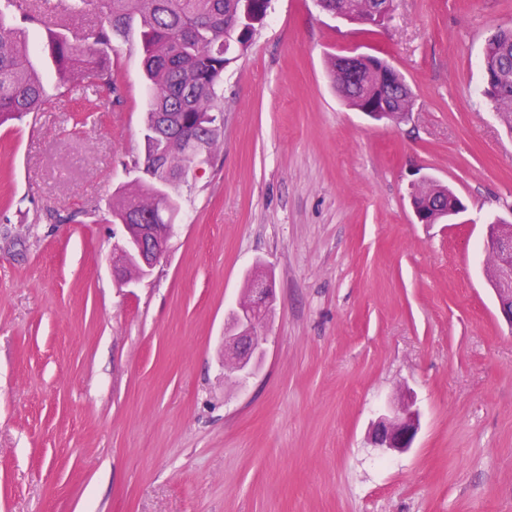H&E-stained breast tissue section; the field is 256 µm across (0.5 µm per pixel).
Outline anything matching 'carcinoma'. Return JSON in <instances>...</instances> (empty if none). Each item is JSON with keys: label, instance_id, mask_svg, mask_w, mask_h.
Masks as SVG:
<instances>
[{"label": "carcinoma", "instance_id": "obj_1", "mask_svg": "<svg viewBox=\"0 0 512 512\" xmlns=\"http://www.w3.org/2000/svg\"><path fill=\"white\" fill-rule=\"evenodd\" d=\"M101 18L93 34V43L83 46L61 32L48 31L41 47L30 44L28 26L41 24L44 10L18 19L0 11V126L18 121L39 111L47 101L43 76L31 60L40 51L49 56L53 73L67 90L80 91L87 111L98 104L87 95L90 88L104 87L119 92L112 73L110 53L118 41L137 28L142 64L147 80L148 112L145 159L168 153L169 169L144 170V179L132 189L121 192L112 205L116 220L128 218L132 224H151L159 208L168 221L177 220L181 205L175 173L191 163L187 148L179 144L183 127L193 130V137L212 152L220 128L217 114L218 87L224 71L248 52L254 43L253 32L263 25L271 0H100ZM383 0H326V7H341L363 18ZM240 34L234 50L224 46V29ZM83 75L90 83L80 85L75 77ZM483 92L512 128V27L500 28L485 43L483 56ZM386 87L381 62L363 65L357 91L350 105L370 100ZM165 112L174 120L161 134L155 135L156 115Z\"/></svg>", "mask_w": 512, "mask_h": 512}]
</instances>
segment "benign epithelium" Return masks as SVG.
I'll return each instance as SVG.
<instances>
[{"label":"benign epithelium","instance_id":"benign-epithelium-1","mask_svg":"<svg viewBox=\"0 0 512 512\" xmlns=\"http://www.w3.org/2000/svg\"><path fill=\"white\" fill-rule=\"evenodd\" d=\"M370 55L350 52L336 56V69L344 75V82L336 85V93L346 100L361 73V63ZM396 70L387 66L388 84L392 93L382 99H372L361 111L376 119L404 121L410 113L402 112L396 102L405 97L404 89L394 80ZM410 205L418 224H450L466 211V204L456 194H435L426 197L414 184L410 191ZM125 242L117 248L120 263L138 279L147 277L165 256L168 243L175 231L173 224H125ZM485 251L494 257L484 270L487 284L495 293L498 311L512 328V224L497 219L487 225ZM273 300V289L263 280H253L252 298L232 310L224 328V358L231 360L232 369L246 376L251 374V361L262 351L263 338L259 325L266 319ZM419 430V412L412 395H405L387 414L380 415L373 425L370 443L385 452L403 453L412 448Z\"/></svg>","mask_w":512,"mask_h":512}]
</instances>
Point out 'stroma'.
Returning <instances> with one entry per match:
<instances>
[{
  "label": "stroma",
  "instance_id": "obj_1",
  "mask_svg": "<svg viewBox=\"0 0 512 512\" xmlns=\"http://www.w3.org/2000/svg\"><path fill=\"white\" fill-rule=\"evenodd\" d=\"M97 0L50 28L91 42ZM512 0H392L383 26L272 0L224 73L218 144L146 280L112 276V221L147 112L137 33L120 96L0 127V512H512V329L484 281L487 224L512 222V131L482 54ZM360 49L400 71L410 119L352 109L328 77ZM420 177L454 224L415 223ZM266 352L239 385L224 323L255 267ZM412 394L413 447L367 436Z\"/></svg>",
  "mask_w": 512,
  "mask_h": 512
}]
</instances>
